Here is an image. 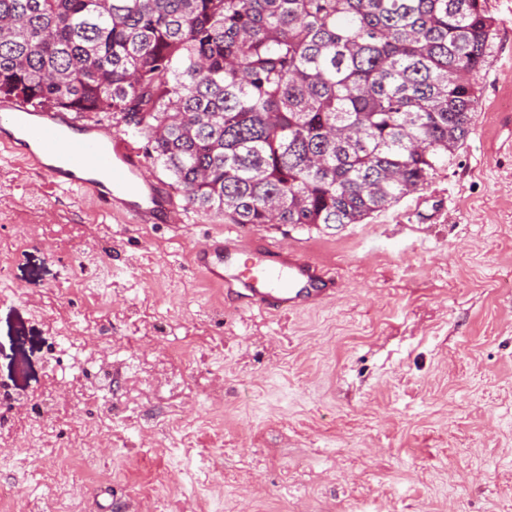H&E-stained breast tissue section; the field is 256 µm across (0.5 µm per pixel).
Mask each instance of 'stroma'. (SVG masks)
<instances>
[{
  "mask_svg": "<svg viewBox=\"0 0 512 512\" xmlns=\"http://www.w3.org/2000/svg\"><path fill=\"white\" fill-rule=\"evenodd\" d=\"M485 6L472 130L423 190L244 225L340 277L300 314L192 266L222 216L132 224L0 147V512H512V0Z\"/></svg>",
  "mask_w": 512,
  "mask_h": 512,
  "instance_id": "1",
  "label": "stroma"
}]
</instances>
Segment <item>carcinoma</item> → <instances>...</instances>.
Wrapping results in <instances>:
<instances>
[{
	"mask_svg": "<svg viewBox=\"0 0 512 512\" xmlns=\"http://www.w3.org/2000/svg\"><path fill=\"white\" fill-rule=\"evenodd\" d=\"M484 0H0V99L110 112L229 224H361L469 134Z\"/></svg>",
	"mask_w": 512,
	"mask_h": 512,
	"instance_id": "obj_1",
	"label": "carcinoma"
}]
</instances>
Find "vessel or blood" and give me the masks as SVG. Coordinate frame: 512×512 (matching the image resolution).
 I'll list each match as a JSON object with an SVG mask.
<instances>
[{
  "label": "vessel or blood",
  "mask_w": 512,
  "mask_h": 512,
  "mask_svg": "<svg viewBox=\"0 0 512 512\" xmlns=\"http://www.w3.org/2000/svg\"><path fill=\"white\" fill-rule=\"evenodd\" d=\"M0 121L36 143L34 162L55 187H79L132 224L182 223L173 194L146 176L141 152L128 134L39 111L22 99L1 102ZM193 263L237 308L273 315L307 310L334 297L341 286L330 269L299 248L285 249L261 238L246 244L229 231L196 250Z\"/></svg>",
  "instance_id": "1"
}]
</instances>
